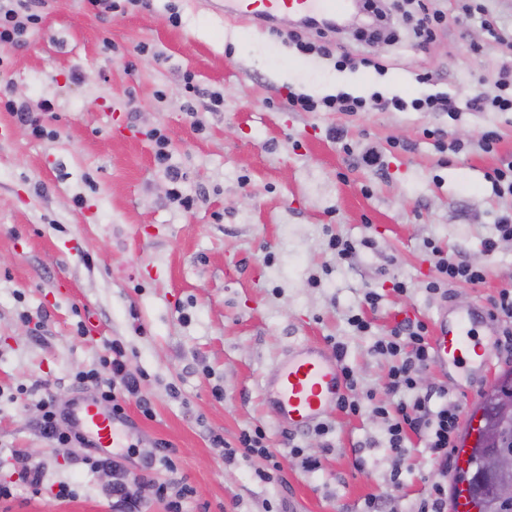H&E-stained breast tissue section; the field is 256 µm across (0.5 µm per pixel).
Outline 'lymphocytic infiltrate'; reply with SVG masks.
Returning a JSON list of instances; mask_svg holds the SVG:
<instances>
[{
    "label": "lymphocytic infiltrate",
    "instance_id": "obj_1",
    "mask_svg": "<svg viewBox=\"0 0 512 512\" xmlns=\"http://www.w3.org/2000/svg\"><path fill=\"white\" fill-rule=\"evenodd\" d=\"M41 23V16L30 12L28 0H0V48L7 50L24 44L28 32L40 28ZM431 253L439 276L426 284L428 293L441 294L444 285L451 282L471 285L484 282L486 271L483 267L461 258L449 259L438 246L432 247ZM373 349L394 360L388 375V388L398 394L399 400L393 405L376 404L372 407L373 413L386 426L390 455L396 459L405 458L411 451L412 439L416 438L428 448L441 470H448L453 462L460 409L449 402L446 388L436 387L423 393L417 390L421 374L434 361L427 325L403 319L396 323L389 336L378 340ZM110 350L111 357L104 360L111 369L110 377L104 378L89 370L78 373L76 379L82 384L93 383L98 399L110 407L113 419L121 420L125 417V400L140 395V381L130 372L121 344L112 343ZM211 443L218 448L220 459L229 465L241 458L262 459L265 466L256 472L262 482H272L275 474L282 470V464L269 447L267 435L261 427L243 430L233 443L215 434ZM81 462L93 471L111 469L112 482L107 493L112 499L114 512H141L143 497L136 487L137 481L130 478L119 460L86 454Z\"/></svg>",
    "mask_w": 512,
    "mask_h": 512
}]
</instances>
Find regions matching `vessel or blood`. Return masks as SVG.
Segmentation results:
<instances>
[{"instance_id": "b4317fda", "label": "vessel or blood", "mask_w": 512, "mask_h": 512, "mask_svg": "<svg viewBox=\"0 0 512 512\" xmlns=\"http://www.w3.org/2000/svg\"><path fill=\"white\" fill-rule=\"evenodd\" d=\"M350 0H224V17L259 27L276 24L281 16L301 20L345 14ZM483 319L480 309L452 312L441 308L432 341L438 366L459 362L476 343L475 326ZM344 381L335 355L318 345L300 344L266 377L262 395L276 421L291 430H306L319 424L335 406ZM74 416L81 434L97 447L116 446L118 431L109 410L97 399L77 400Z\"/></svg>"}]
</instances>
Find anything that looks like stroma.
<instances>
[{
  "instance_id": "1",
  "label": "stroma",
  "mask_w": 512,
  "mask_h": 512,
  "mask_svg": "<svg viewBox=\"0 0 512 512\" xmlns=\"http://www.w3.org/2000/svg\"><path fill=\"white\" fill-rule=\"evenodd\" d=\"M467 2L433 0L451 20L420 47L398 17L389 24L395 40L339 32L354 59L339 68L289 45L291 21L276 36L225 21L214 0H151L125 16L96 14L86 0H38L41 28L0 53V88L34 110L51 100L46 124L59 132L35 137L0 110V484L12 487L0 512H112L111 473L89 472L76 461L80 447L46 439L38 402L49 394L65 410L95 397L75 376H108L100 358L114 341L152 410L147 417L136 399L127 403L121 444L137 447L127 465L141 472L156 441L171 443L176 471L153 478L189 485L187 512H362L380 495L392 496L396 512H413L438 481L423 444L393 460L383 421L367 409L332 410L324 436L282 428L262 382L289 345L340 343L360 393L386 399L390 361L373 345L396 320L432 326L442 303L488 311L502 289L512 290V240L484 249L497 218L512 213V195L495 193L488 178L512 156V112H295L287 97L408 99L428 91L419 73L461 101L495 94L512 63V0H481L497 21L496 43L480 20H463ZM172 3L177 27L168 20ZM107 39L117 51L104 48ZM141 43L154 54H137ZM367 57L385 71L364 65ZM189 73L205 92L192 115ZM210 91L223 92V107L209 109ZM435 127L464 152L440 155L424 135ZM154 128L169 138L181 188L196 198L192 210L169 198L146 137ZM334 128L343 141L330 138ZM490 130L500 135L493 153L481 148ZM370 148L382 168L361 162ZM336 234L372 245L339 262L328 247ZM429 240L486 267L485 282L428 294L436 275ZM398 281L406 293L395 291ZM367 290L381 300L366 311L372 327L361 335L347 317ZM499 328H475L488 365L431 366L423 389L446 386L470 413L508 368L497 357ZM255 426L283 465L282 481H260L256 459L224 464L211 445V435L231 442ZM297 446L320 469H304ZM25 465L42 468L41 494L16 484ZM395 474L401 487L392 485ZM62 485L72 497L57 498Z\"/></svg>"
}]
</instances>
